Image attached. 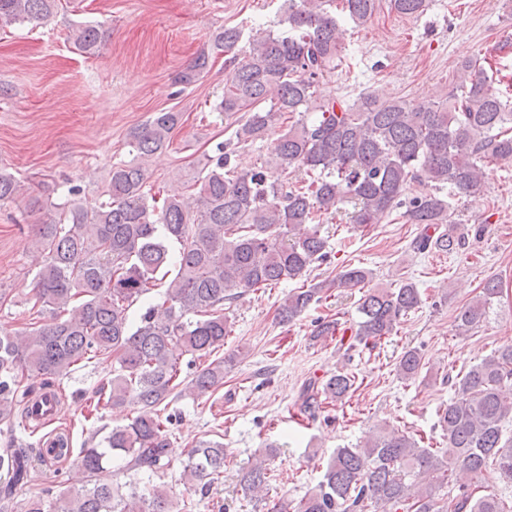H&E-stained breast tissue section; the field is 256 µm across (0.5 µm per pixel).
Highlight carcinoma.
I'll return each mask as SVG.
<instances>
[{
	"instance_id": "cac0c4a2",
	"label": "carcinoma",
	"mask_w": 512,
	"mask_h": 512,
	"mask_svg": "<svg viewBox=\"0 0 512 512\" xmlns=\"http://www.w3.org/2000/svg\"><path fill=\"white\" fill-rule=\"evenodd\" d=\"M57 0H0V28L38 22L53 13ZM380 0H281L278 25L249 41L239 55L243 32L226 27L213 35L208 49L174 77L190 85L224 56L232 69L214 109L237 125L235 139L219 142L204 155L193 176L192 194L157 201L146 190L143 164L112 165L108 200L86 208L71 199L60 215L36 226L34 235V306L51 322L15 335L0 334V421L29 418L25 398L40 388L54 393L72 368L93 358L111 362L97 390V405L114 409L138 406L126 425L113 427L106 447L82 448L80 465L88 483L66 497L58 512H174L166 492L149 496L95 480L114 454L128 458L130 470L158 475L167 466L168 419L159 406L185 393L203 396L224 384V361H213L177 389L179 351L201 360L224 346L231 323L224 302L249 291L300 280L325 258L327 241L308 227L316 216L354 204V224H379L393 210L406 207L409 224L422 225L419 251L452 253L463 237L437 230L448 223L449 203L441 192L461 197L480 194L485 168L512 162V102L485 76L477 62L458 67L456 91L442 102L363 97L351 104L318 100L319 81L336 71L345 49L348 25H367ZM429 0H389L402 16L418 17ZM103 33L80 26L74 44L92 55ZM288 129L274 143L271 156L254 169L234 164L236 146L253 142L283 115ZM180 115L156 112L131 135L130 146L143 159L167 148ZM293 168L305 173V187H288L280 175ZM427 181L431 193L403 200L411 183ZM20 185L0 173V201L13 200ZM372 272L350 267L335 279L290 292L278 318L291 323L322 302L332 288H362ZM163 289L162 301L146 308L140 321L131 308L145 295ZM499 294L488 281L459 314L464 333L486 317ZM422 296L412 281L395 288L367 290L358 300L355 345H374L389 336ZM422 369L420 353L409 349L396 366L400 378L414 379ZM32 383H27V380ZM38 384H33V381ZM512 344L472 366L462 376H448L453 397L439 410L438 424L447 447L421 448L413 437L383 429L357 448H338L318 483L295 505L274 504L272 512H512V499L480 493V485L460 484L440 496L456 471L477 480L489 463L512 483ZM352 377L338 371L325 381L310 380L301 392V408L315 416L323 405L346 399ZM0 469L10 474L0 490V508H13L12 491L29 483L23 448H0ZM224 473V445L200 442L188 452L182 478L193 489L210 487ZM244 493L263 498L268 472L260 464L242 476Z\"/></svg>"
}]
</instances>
